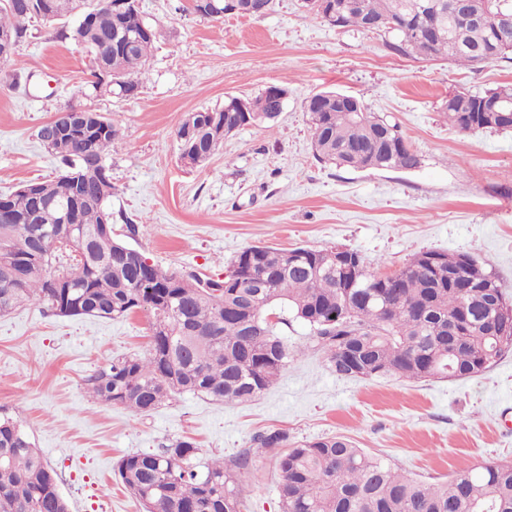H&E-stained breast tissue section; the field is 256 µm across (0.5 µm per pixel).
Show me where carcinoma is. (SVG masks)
Instances as JSON below:
<instances>
[{
  "label": "carcinoma",
  "instance_id": "obj_1",
  "mask_svg": "<svg viewBox=\"0 0 512 512\" xmlns=\"http://www.w3.org/2000/svg\"><path fill=\"white\" fill-rule=\"evenodd\" d=\"M0 0V35L19 43L40 9L53 3L64 17L87 4L90 29L62 27L58 36L85 51L98 66L81 94L133 98L148 71L156 33L137 0L122 10L114 0ZM334 27L376 33L389 47L429 60L478 66L512 61V0H476V21L452 0H333ZM198 16L224 19L225 0H194ZM336 92L319 91L304 101L314 156L353 170H412L420 158L399 127L369 111L336 103ZM497 100L512 109V87L455 91L443 103L460 132H508V120L483 111ZM248 112L224 108L188 114L176 131L180 158L206 163L237 131L273 122L268 90L247 99ZM88 126L71 141L49 150L59 172L42 180L44 197L33 200L29 184L0 196L12 223H0V314L26 302L47 305L62 317L150 316L146 358L120 357L87 377L89 393L105 404L148 414L177 395L215 401H246L261 395L288 367L294 352L266 320L276 306L288 308L310 327L338 377L408 380L466 379L489 370L512 350V316L498 323L490 298L506 296L493 270L464 253L422 251L393 279L380 281L356 251L339 248L282 249L250 246L227 263L224 278L201 277L155 264L139 266L124 257L126 243L112 238V183L100 189L84 151L101 167L119 137L118 121L86 110ZM85 242L69 241L44 228L60 224L72 206ZM259 448H279L282 512H512V461H487L427 482L402 474L345 436L288 445L273 431L257 437ZM251 450L208 465L197 447L179 439L158 453L129 455L118 462L125 487L145 512H241V493ZM0 512H69L56 471L34 448L28 433L0 413Z\"/></svg>",
  "mask_w": 512,
  "mask_h": 512
}]
</instances>
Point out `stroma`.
Returning <instances> with one entry per match:
<instances>
[{"mask_svg": "<svg viewBox=\"0 0 512 512\" xmlns=\"http://www.w3.org/2000/svg\"><path fill=\"white\" fill-rule=\"evenodd\" d=\"M188 3L139 0L157 40L138 96L124 101L76 94L89 55L30 23L0 65V194L54 176L58 161L37 132L73 105L121 126L106 160L112 230L150 263L215 278L252 245L343 247L380 273L436 250L488 263L512 296V132L461 133L440 110L449 92L512 86L511 62L463 68L396 53L379 35L329 25L302 0L220 22ZM270 85L288 90L276 121L240 130L205 166L184 165L175 130L187 113ZM321 90L361 97L396 123L420 166L355 171L318 161L304 100ZM277 331L295 356L261 396L224 403L184 394L137 415L91 397L85 380L112 358L146 356L147 313L59 317L30 303L0 315V411L58 472L71 512H144L117 464L177 439L194 441L203 463L252 449L242 512H281L274 452L255 448L274 430L292 443L347 436L422 480L512 460V353L466 379H349L328 369L305 324L292 319Z\"/></svg>", "mask_w": 512, "mask_h": 512, "instance_id": "1", "label": "stroma"}]
</instances>
